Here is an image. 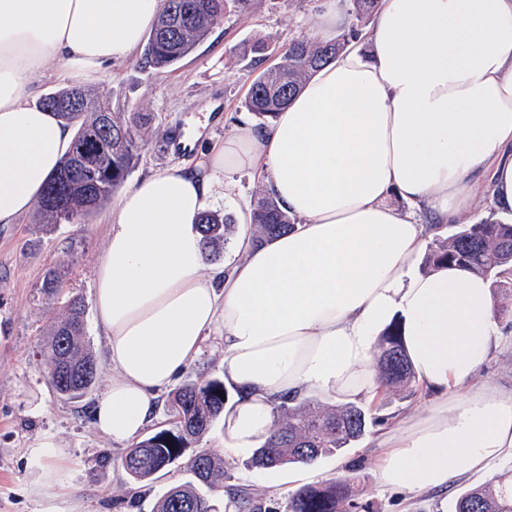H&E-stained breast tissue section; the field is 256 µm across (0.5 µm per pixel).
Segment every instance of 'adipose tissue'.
I'll return each mask as SVG.
<instances>
[{"label":"adipose tissue","instance_id":"ef3b65f1","mask_svg":"<svg viewBox=\"0 0 512 512\" xmlns=\"http://www.w3.org/2000/svg\"><path fill=\"white\" fill-rule=\"evenodd\" d=\"M165 6L0 0V224L32 211L72 140L34 104L36 78L50 63L66 83L97 78L132 58ZM244 171L295 223L261 243L242 215L235 261L205 268L198 219ZM484 173L512 217V0H382L368 48L337 55L270 125L237 123L194 166L121 196L95 268L114 372L93 406L96 429L134 438L213 336L225 380L245 392L227 429L251 447L283 400L373 398L377 340L396 321L436 397L382 433L381 483L445 487L512 459V390L474 383L499 336L491 284L419 268L416 212L454 222Z\"/></svg>","mask_w":512,"mask_h":512}]
</instances>
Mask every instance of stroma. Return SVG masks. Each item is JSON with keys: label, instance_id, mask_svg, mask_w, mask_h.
I'll list each match as a JSON object with an SVG mask.
<instances>
[{"label": "stroma", "instance_id": "stroma-1", "mask_svg": "<svg viewBox=\"0 0 512 512\" xmlns=\"http://www.w3.org/2000/svg\"><path fill=\"white\" fill-rule=\"evenodd\" d=\"M315 38V0H251L247 13L227 12L196 50L175 66L143 70L136 60L113 66L99 78L113 111L149 114L144 145L126 180L181 164L192 165L209 144L223 139L236 122L249 119L244 107L255 68L276 64L288 40ZM262 53H255V46ZM105 212L81 223L42 227L32 218L0 224V512H152L168 488L191 480L186 458L145 482L131 481L116 461L128 445L102 436L91 409L113 372L104 361L103 329L92 311L95 264L108 226ZM59 272L66 294L81 296L89 309L87 338L99 359L93 391L80 399L58 396L48 382L42 344L51 317L62 301L45 300L41 288L49 271ZM501 340L479 367L475 379L512 389V312L498 315ZM223 353L216 340L179 375L178 384L223 379ZM434 394L422 386L387 391L369 406L381 422L341 454L323 457L310 469L292 465L247 469L246 454L230 450L223 422H216L199 447L224 455V485L249 493L255 504L287 512L295 490L351 477L365 512H451L464 490L496 485L497 474H468L445 490L407 493L380 484L371 467L375 440L404 417L422 413ZM49 464L67 469L69 483L56 495L36 492L41 470Z\"/></svg>", "mask_w": 512, "mask_h": 512}]
</instances>
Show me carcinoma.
<instances>
[{"mask_svg":"<svg viewBox=\"0 0 512 512\" xmlns=\"http://www.w3.org/2000/svg\"><path fill=\"white\" fill-rule=\"evenodd\" d=\"M244 12L251 0H167V7L151 29L138 61L142 69H162L189 56L217 25L228 3ZM349 26L329 41L294 38L277 64L255 76L245 108L260 124L274 116L325 64L362 36L377 0H349ZM76 88L49 94L42 106L75 126L70 148L58 172L49 180L40 198L36 223L54 225L91 219L118 191L136 165L143 146V128L151 117L136 113L131 121L112 113V139L97 146L99 113L112 109L108 96L87 92L90 109H70ZM88 154L81 163L80 150ZM294 218L271 197L261 198L251 210V224L261 240L286 231ZM233 220L229 215L206 212L200 219L205 251L216 254L228 241ZM442 264H455L491 280L499 296L498 310L512 307V224L483 220L462 224L452 234L436 237L428 247L424 271ZM85 305L82 297H68L63 317L51 322L45 353L50 362L48 380L57 395L77 399L95 385L96 359L84 340ZM379 381L390 389H407L415 375L404 351L397 325H390L377 343ZM224 393L221 398L218 393ZM236 401L218 379L189 382L177 389L170 403L175 430H161L131 446L121 466L134 481L146 480L178 460L192 440L200 439L224 416L226 406ZM278 421L261 436L251 454L241 461L246 468H275L335 456L362 439L378 418L355 402L334 405L307 401H283L274 407ZM224 456L198 449L190 458L193 480L173 486L156 500L152 512H218L211 493L221 490ZM243 490H227L223 512H257ZM353 487L348 479L325 481L295 491L288 512H357ZM452 512H512V497L490 487L461 493Z\"/></svg>","mask_w":512,"mask_h":512,"instance_id":"cac0c4a2","label":"carcinoma"}]
</instances>
